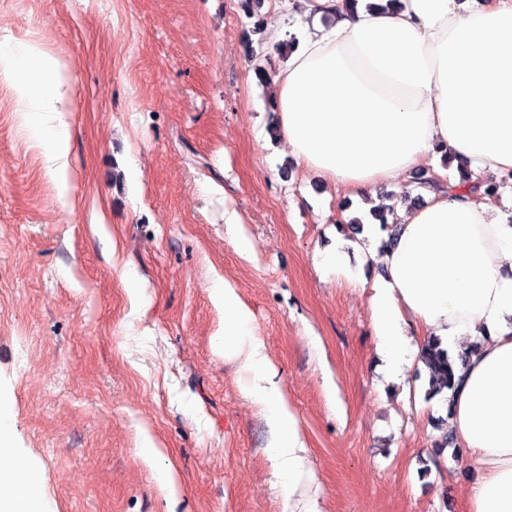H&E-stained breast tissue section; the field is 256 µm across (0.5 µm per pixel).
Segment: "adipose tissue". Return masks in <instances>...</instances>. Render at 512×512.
Wrapping results in <instances>:
<instances>
[{
    "mask_svg": "<svg viewBox=\"0 0 512 512\" xmlns=\"http://www.w3.org/2000/svg\"><path fill=\"white\" fill-rule=\"evenodd\" d=\"M301 43L275 79L273 112L289 153L333 185L359 193L438 157L467 178L396 212L386 275L371 298L377 351L405 379L414 349L411 313L449 349L479 341L450 393L448 427L473 470L469 512H512V198L472 181L512 171V0H399L389 10L345 0H304ZM0 83L21 127L43 145L47 171L68 181V67L38 45L0 37ZM224 356L274 424L267 448L283 493L306 476L299 420L276 380L251 310L229 281ZM11 409L0 399V512H44L31 464L10 445Z\"/></svg>",
    "mask_w": 512,
    "mask_h": 512,
    "instance_id": "1",
    "label": "adipose tissue"
}]
</instances>
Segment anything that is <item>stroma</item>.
<instances>
[{
    "instance_id": "35a3bbf8",
    "label": "stroma",
    "mask_w": 512,
    "mask_h": 512,
    "mask_svg": "<svg viewBox=\"0 0 512 512\" xmlns=\"http://www.w3.org/2000/svg\"><path fill=\"white\" fill-rule=\"evenodd\" d=\"M250 30L241 0H0V34L66 62L76 107L63 194L0 84L12 444L48 512H288L265 453L274 432L219 340L220 277L252 311L305 437L313 479L293 500L467 512L471 473L437 446L444 405L425 400L419 365L386 377L370 305L382 275L336 237L360 206L271 140ZM335 249L345 268H323ZM147 436L161 450L149 459ZM168 468L172 493L156 479Z\"/></svg>"
}]
</instances>
